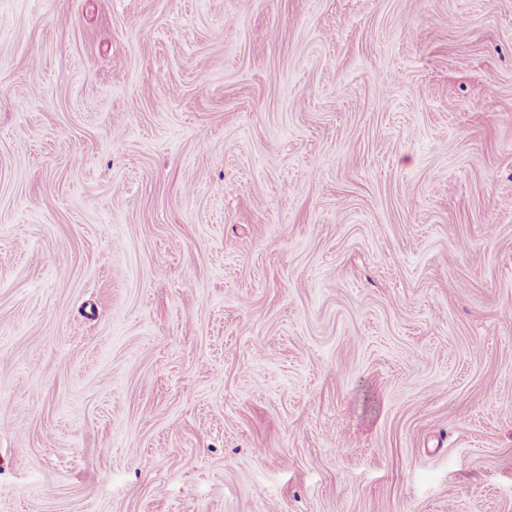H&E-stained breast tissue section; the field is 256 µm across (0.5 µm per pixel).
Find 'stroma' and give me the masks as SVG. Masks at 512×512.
<instances>
[{"label":"stroma","mask_w":512,"mask_h":512,"mask_svg":"<svg viewBox=\"0 0 512 512\" xmlns=\"http://www.w3.org/2000/svg\"><path fill=\"white\" fill-rule=\"evenodd\" d=\"M0 512H512V0H0Z\"/></svg>","instance_id":"1"}]
</instances>
